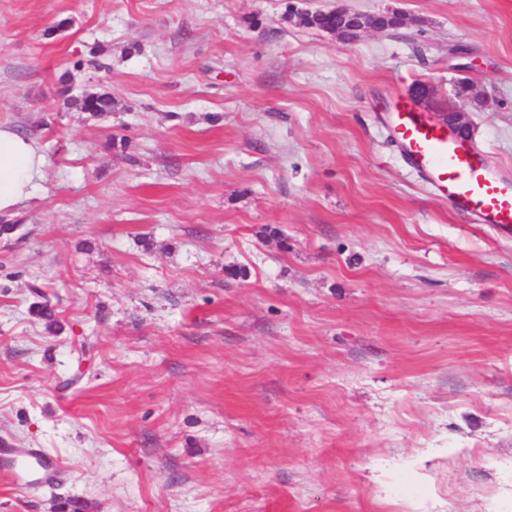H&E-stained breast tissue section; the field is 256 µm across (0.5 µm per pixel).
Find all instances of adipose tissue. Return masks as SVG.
Listing matches in <instances>:
<instances>
[{
	"mask_svg": "<svg viewBox=\"0 0 512 512\" xmlns=\"http://www.w3.org/2000/svg\"><path fill=\"white\" fill-rule=\"evenodd\" d=\"M45 165L36 141L0 128V212L31 197Z\"/></svg>",
	"mask_w": 512,
	"mask_h": 512,
	"instance_id": "adipose-tissue-1",
	"label": "adipose tissue"
}]
</instances>
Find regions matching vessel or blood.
I'll use <instances>...</instances> for the list:
<instances>
[{
  "mask_svg": "<svg viewBox=\"0 0 512 512\" xmlns=\"http://www.w3.org/2000/svg\"><path fill=\"white\" fill-rule=\"evenodd\" d=\"M392 137L408 164L441 198L474 216L476 223L512 233V180L492 174L474 144L404 106L396 111ZM60 467V459L48 453L0 450V477L16 486L51 482Z\"/></svg>",
  "mask_w": 512,
  "mask_h": 512,
  "instance_id": "obj_1",
  "label": "vessel or blood"
}]
</instances>
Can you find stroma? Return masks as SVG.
<instances>
[{
    "mask_svg": "<svg viewBox=\"0 0 512 512\" xmlns=\"http://www.w3.org/2000/svg\"><path fill=\"white\" fill-rule=\"evenodd\" d=\"M420 84L512 178V0H0V443L64 463L0 512H512V237L404 162ZM336 14L339 16L337 24L336 15L330 11L316 16L315 23L319 28L336 27V31L332 34L342 42H353L361 33L367 30H386L377 24L375 17L367 16L346 7H337ZM44 165L33 138L0 128V212H10L31 197Z\"/></svg>",
    "mask_w": 512,
    "mask_h": 512,
    "instance_id": "stroma-1",
    "label": "stroma"
}]
</instances>
